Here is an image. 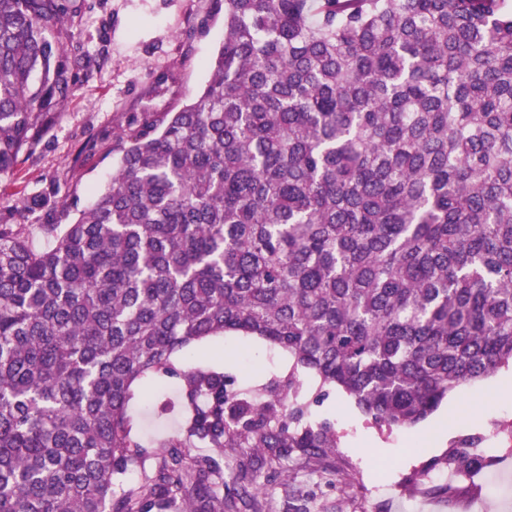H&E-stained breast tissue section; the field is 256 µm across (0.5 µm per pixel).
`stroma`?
Returning <instances> with one entry per match:
<instances>
[{
  "instance_id": "obj_1",
  "label": "stroma",
  "mask_w": 512,
  "mask_h": 512,
  "mask_svg": "<svg viewBox=\"0 0 512 512\" xmlns=\"http://www.w3.org/2000/svg\"><path fill=\"white\" fill-rule=\"evenodd\" d=\"M64 41L81 43L96 60L61 117L45 129L15 174L0 178L11 208L0 224L25 225L36 245H51L46 215L30 212L38 193L58 205L85 207L111 176L118 137L144 113L174 112L205 85L224 39V14L214 0H76ZM226 359L242 380L268 376L273 355L255 341L228 336ZM309 418L335 424L338 448L329 468L293 451L281 466L282 486L262 499V512H512V496H489L483 475L451 488L408 479L443 457L452 443L493 435L497 453H512V366L461 386L413 428L378 429L341 393L311 404Z\"/></svg>"
}]
</instances>
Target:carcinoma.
Listing matches in <instances>:
<instances>
[{
	"mask_svg": "<svg viewBox=\"0 0 512 512\" xmlns=\"http://www.w3.org/2000/svg\"><path fill=\"white\" fill-rule=\"evenodd\" d=\"M216 2L202 91L119 138L51 247L0 225V512H224L225 449L336 452L308 397L411 428L512 364V0ZM71 13L0 0V176L86 77ZM227 335L288 371L239 382ZM145 402L177 428L145 437Z\"/></svg>",
	"mask_w": 512,
	"mask_h": 512,
	"instance_id": "cac0c4a2",
	"label": "carcinoma"
}]
</instances>
